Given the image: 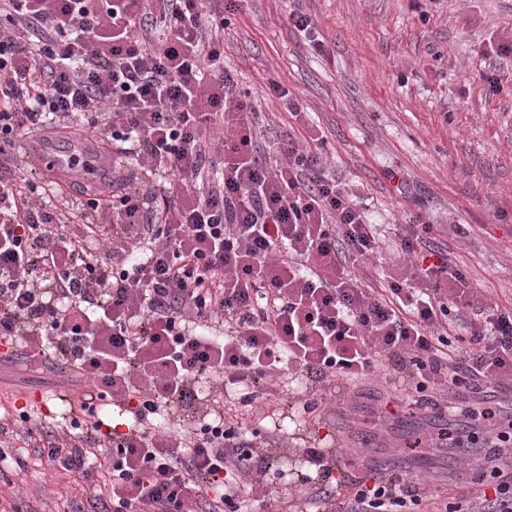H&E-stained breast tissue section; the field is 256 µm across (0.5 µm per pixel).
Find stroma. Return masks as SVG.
<instances>
[{"mask_svg":"<svg viewBox=\"0 0 512 512\" xmlns=\"http://www.w3.org/2000/svg\"><path fill=\"white\" fill-rule=\"evenodd\" d=\"M294 8L313 20L324 51L289 23ZM510 32L512 0H238L224 29V65L281 125L290 116L262 87L270 77L283 81L373 222L432 225L435 244L468 268L480 300L503 306L512 303V59L492 66L482 53ZM7 354L0 343V358ZM13 357L0 361V415L17 406L61 415L49 395L76 383L74 373ZM340 389L357 408L335 445L366 454L348 467L352 478L392 459L397 473L444 490L470 479L481 451L512 425L508 392L478 450L453 468L447 449H409L401 424L372 414L387 390L383 376ZM93 496L32 457L25 471L0 473V512H70L71 501Z\"/></svg>","mask_w":512,"mask_h":512,"instance_id":"stroma-1","label":"stroma"}]
</instances>
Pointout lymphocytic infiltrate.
I'll list each match as a JSON object with an SVG mask.
<instances>
[{"label": "lymphocytic infiltrate", "instance_id": "1", "mask_svg": "<svg viewBox=\"0 0 512 512\" xmlns=\"http://www.w3.org/2000/svg\"><path fill=\"white\" fill-rule=\"evenodd\" d=\"M236 0H0V342L85 382L69 426L0 418L49 471L102 488L100 512H413L424 482L349 481L299 428L309 493L278 495L262 422L294 370L352 382L380 372L415 403L448 386L512 381V306L476 305L464 267L395 232L403 264L373 284L387 240L332 173L322 133L280 80L267 95L295 126L264 121L224 66ZM33 136L95 137L138 175L75 197L27 170ZM217 395L186 416L199 384ZM112 406L130 417L108 428ZM179 418L178 430L161 427ZM478 460L479 493L443 512H512V471Z\"/></svg>", "mask_w": 512, "mask_h": 512}]
</instances>
